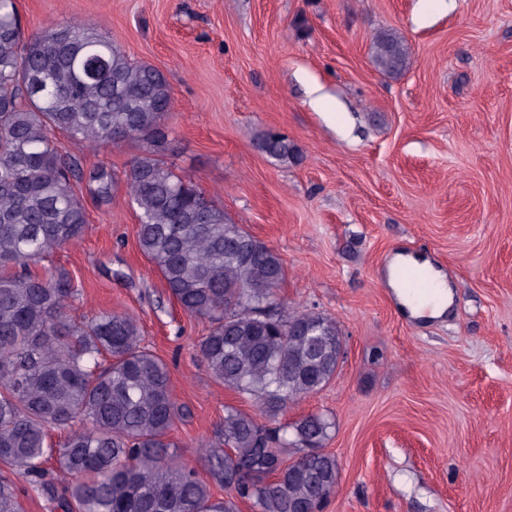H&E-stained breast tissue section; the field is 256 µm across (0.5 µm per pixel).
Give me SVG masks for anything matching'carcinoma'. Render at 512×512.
I'll return each instance as SVG.
<instances>
[{"instance_id":"carcinoma-1","label":"carcinoma","mask_w":512,"mask_h":512,"mask_svg":"<svg viewBox=\"0 0 512 512\" xmlns=\"http://www.w3.org/2000/svg\"><path fill=\"white\" fill-rule=\"evenodd\" d=\"M376 67L396 75L409 52L395 30L373 44ZM172 96L165 75L130 58L91 22L51 24L27 34L16 0H0V464L29 480L54 512H317L339 481L325 451L334 422L308 415L270 419L336 376L340 324L314 309L280 306L257 315L286 279L280 256L221 202L164 161V118ZM77 148L137 141L125 172L138 212V245L169 297L209 331L198 350L214 380L255 399L256 412H224L200 444L211 482L174 452L182 415L168 364L142 345L126 312L81 320L80 292L62 267L32 268L82 237L86 183L99 204L112 199L115 173ZM262 149L294 155L268 133ZM65 433L55 445L51 432ZM232 490L225 497L212 486ZM0 512H22L16 482L0 476Z\"/></svg>"}]
</instances>
